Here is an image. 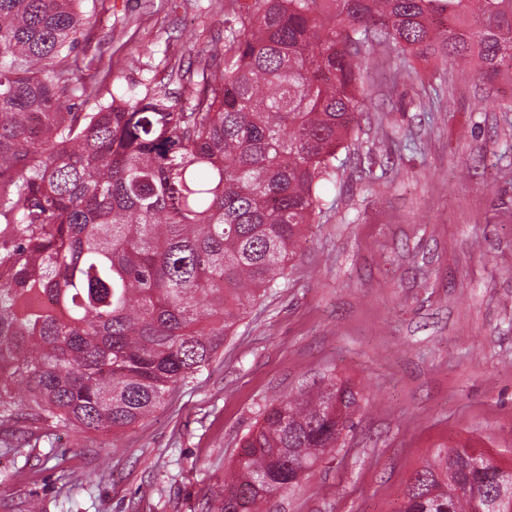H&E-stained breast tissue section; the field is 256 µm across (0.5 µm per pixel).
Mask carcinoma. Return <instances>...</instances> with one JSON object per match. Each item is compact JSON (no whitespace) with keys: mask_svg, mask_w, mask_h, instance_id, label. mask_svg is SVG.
<instances>
[{"mask_svg":"<svg viewBox=\"0 0 512 512\" xmlns=\"http://www.w3.org/2000/svg\"><path fill=\"white\" fill-rule=\"evenodd\" d=\"M85 0H0V422L114 433L206 369L315 223L320 181L361 115L360 59L401 45L512 85V0H252L187 95L96 94L71 58ZM331 380L272 403L216 490L267 512L343 431ZM467 445L412 475L400 512H492L512 484Z\"/></svg>","mask_w":512,"mask_h":512,"instance_id":"cac0c4a2","label":"carcinoma"}]
</instances>
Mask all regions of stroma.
Masks as SVG:
<instances>
[{
  "label": "stroma",
  "mask_w": 512,
  "mask_h": 512,
  "mask_svg": "<svg viewBox=\"0 0 512 512\" xmlns=\"http://www.w3.org/2000/svg\"><path fill=\"white\" fill-rule=\"evenodd\" d=\"M80 63L182 91L228 0H96ZM292 264L194 379L117 435L0 426V512H207L264 407L341 377L354 425L271 512H398L435 448L512 462V86L391 48ZM111 467L88 482L102 459Z\"/></svg>",
  "instance_id": "stroma-1"
}]
</instances>
